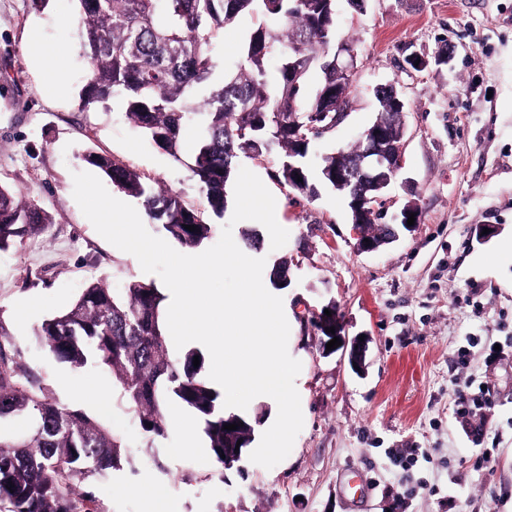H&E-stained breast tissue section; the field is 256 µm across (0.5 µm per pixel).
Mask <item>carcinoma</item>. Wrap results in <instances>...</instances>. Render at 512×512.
<instances>
[{
  "label": "carcinoma",
  "instance_id": "cac0c4a2",
  "mask_svg": "<svg viewBox=\"0 0 512 512\" xmlns=\"http://www.w3.org/2000/svg\"><path fill=\"white\" fill-rule=\"evenodd\" d=\"M82 21L81 48L87 59L84 105L118 99L127 118L159 148L180 160L183 132L198 138L191 171L212 212L221 216L226 186L241 154L280 157L277 180L290 190L318 196L333 187L326 171L345 165L363 149L321 157L320 183L310 178L311 147L323 132L300 140L294 121L313 114L346 112L349 84L329 65L336 53V0H75ZM250 14L257 23L235 68L203 100L198 91L213 70L216 32ZM277 59L270 72V58ZM316 77L315 87L309 86ZM381 122L399 135L406 105L393 93H376ZM85 160L125 195L141 201L148 219L179 245L200 246L210 225L180 196L157 186L105 154ZM302 181H297V177ZM48 212L0 185V249L42 233ZM187 225L196 226L191 232ZM164 296L152 284L132 281L114 290L87 285L72 307L44 320L36 335L56 360L75 368L112 369L122 398L149 437L166 432V406L174 401L203 425L215 472L231 467L227 451L254 440L250 420L224 412L220 393L194 366L197 352L175 358L167 345ZM28 417L35 429L0 432V512H95L93 492L80 489L90 476L130 461V446L96 419L59 405L39 379L19 363L14 345L0 331V422ZM236 425L234 430L224 426Z\"/></svg>",
  "mask_w": 512,
  "mask_h": 512
}]
</instances>
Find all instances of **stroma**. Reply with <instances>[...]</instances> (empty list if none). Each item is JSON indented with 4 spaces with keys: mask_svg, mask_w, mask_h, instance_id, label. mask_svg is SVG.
Here are the masks:
<instances>
[{
    "mask_svg": "<svg viewBox=\"0 0 512 512\" xmlns=\"http://www.w3.org/2000/svg\"><path fill=\"white\" fill-rule=\"evenodd\" d=\"M255 23L246 14L219 30L212 82L237 63ZM80 31L74 0L42 8L0 0V185L52 219L44 234L0 250V328L54 400L131 444L129 463L89 484L98 512H143L139 485L163 487L183 512H512V0H367L362 13L336 0V39L357 50L353 105L313 154L352 145L376 116L374 87L396 83L406 102L404 166L386 193L385 221L398 223L411 202L419 215L398 241L357 252V231L336 191L308 198L277 181V156L239 158L274 195L275 215L290 233L274 251L263 225L244 220L232 231L253 230L255 255L288 262V285L278 294L294 320L288 351L304 364L305 413L287 460L267 469L244 457L220 479L209 454H176V428L145 436L109 368L58 362L33 335L90 283L118 289L159 281L101 237L74 200L73 175L89 169L84 152L177 192L210 224L206 246L227 222L210 210L190 170L193 130L176 160L120 104L84 106ZM33 35L62 53L66 88L45 80L58 61L28 55ZM442 51L449 64L422 71L408 64ZM482 224L496 225L495 236L479 240ZM331 303L346 336L371 338L364 372L343 351L323 350L319 332L303 325ZM493 342L503 351L489 363ZM471 379L488 387L492 401L479 445L454 415V383ZM89 384L108 391L106 404L81 395ZM416 448L428 460L403 468L388 457Z\"/></svg>",
    "mask_w": 512,
    "mask_h": 512,
    "instance_id": "obj_1",
    "label": "stroma"
}]
</instances>
